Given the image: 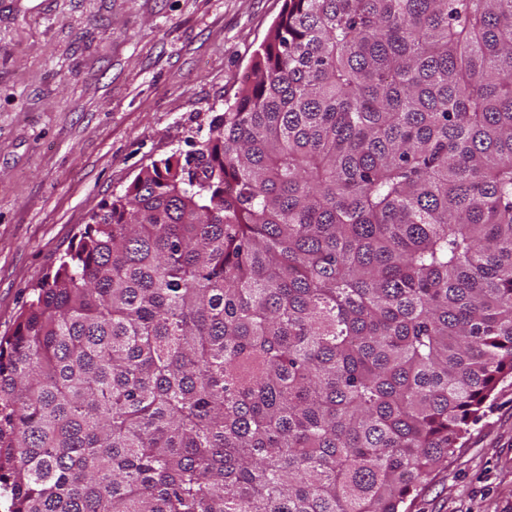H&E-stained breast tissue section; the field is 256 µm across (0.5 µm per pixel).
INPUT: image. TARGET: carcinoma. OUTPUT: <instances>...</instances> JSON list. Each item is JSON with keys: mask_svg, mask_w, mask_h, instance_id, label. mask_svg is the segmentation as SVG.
<instances>
[{"mask_svg": "<svg viewBox=\"0 0 512 512\" xmlns=\"http://www.w3.org/2000/svg\"><path fill=\"white\" fill-rule=\"evenodd\" d=\"M214 123L0 339L7 512H406L512 378V0H286Z\"/></svg>", "mask_w": 512, "mask_h": 512, "instance_id": "carcinoma-1", "label": "carcinoma"}]
</instances>
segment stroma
Segmentation results:
<instances>
[{
  "label": "stroma",
  "mask_w": 512,
  "mask_h": 512,
  "mask_svg": "<svg viewBox=\"0 0 512 512\" xmlns=\"http://www.w3.org/2000/svg\"><path fill=\"white\" fill-rule=\"evenodd\" d=\"M285 0H0V338L90 216L206 139ZM409 512H512V379Z\"/></svg>",
  "instance_id": "stroma-1"
}]
</instances>
